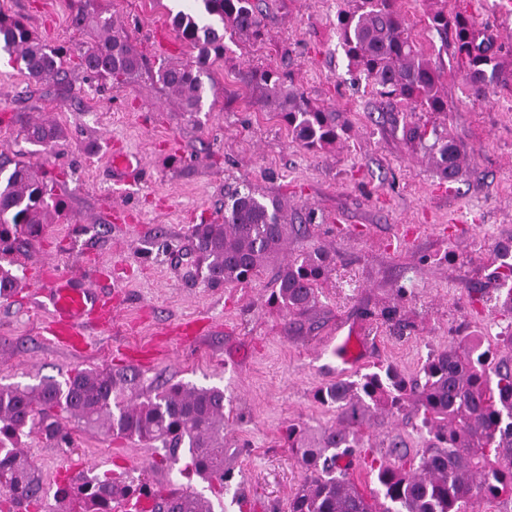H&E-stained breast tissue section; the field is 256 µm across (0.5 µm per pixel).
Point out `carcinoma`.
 <instances>
[{
    "mask_svg": "<svg viewBox=\"0 0 512 512\" xmlns=\"http://www.w3.org/2000/svg\"><path fill=\"white\" fill-rule=\"evenodd\" d=\"M72 24L90 41L81 46L50 48L19 19L0 13V48L17 55L28 77L65 86L63 57L73 54L89 74L116 84L136 79L143 59L128 34L94 8L93 0H71ZM210 20L204 24L178 13L171 25L179 38L197 50L188 62L158 69V81L177 99L183 112L202 110L212 89V67L224 57L226 35L256 37L264 29L255 0H204ZM440 36L453 31V57L462 84L476 99L487 97L507 81L499 66L501 45L481 29L445 9L429 16ZM336 30L349 65L387 102L406 103L411 111H448L441 74L431 56L412 36L395 0H354L340 9ZM243 81L267 111L283 122L301 147L324 152L339 144L343 129L336 113L316 108L303 94L285 86L273 68L251 70ZM27 143L44 149L63 138L54 122L14 116ZM403 136L425 146L440 177L457 179L463 153L451 136L427 132L405 121ZM45 176L30 163L0 152V255L9 256L32 244L48 216L59 210ZM302 226L288 222V208L277 197L267 198L245 188L224 202V223L196 224L192 237L212 284H243L274 264L277 275L267 303L289 317L287 328L308 313L318 300V288L336 271V254L315 245L285 256L290 236ZM492 264L498 288L485 301L508 319L512 316V246H499ZM19 281L0 266V298L11 296ZM512 322L492 343L481 334L457 336L442 350L431 352L416 379L409 381L390 365L355 379L319 388L316 400L336 411V422L313 428L290 424L284 439L305 471L289 512H475L483 500L512 499ZM137 386V375L88 368L64 381L48 379L35 386L0 385V512H15L38 502L42 485L22 438L36 433L56 447L70 445V435L58 421L61 410L78 423L107 436L137 440L155 450L161 460L183 463L180 475L224 486L232 471L224 467V391L175 383L135 404L124 401ZM412 408L425 448L404 462V444L388 439L387 463L370 457L364 427L375 417ZM356 457L369 467L375 487L362 491L350 477ZM63 512H114L120 500L144 499L148 512H213L209 500L192 485L163 491L140 478L90 477L79 473L57 485Z\"/></svg>",
    "mask_w": 512,
    "mask_h": 512,
    "instance_id": "cac0c4a2",
    "label": "carcinoma"
}]
</instances>
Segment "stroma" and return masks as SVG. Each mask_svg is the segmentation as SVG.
Listing matches in <instances>:
<instances>
[{
    "instance_id": "35a3bbf8",
    "label": "stroma",
    "mask_w": 512,
    "mask_h": 512,
    "mask_svg": "<svg viewBox=\"0 0 512 512\" xmlns=\"http://www.w3.org/2000/svg\"><path fill=\"white\" fill-rule=\"evenodd\" d=\"M265 23L259 39H237L212 72L215 83L202 112H180L152 70L181 64L194 51L181 42L168 16L169 0H94L116 19L148 69L116 85L89 76L67 60L65 89L36 82L0 51V110L56 122L64 137L54 152L26 143L18 125L0 124V151L21 153L39 170L55 173L63 202L40 241L14 256L20 286L0 298V383L34 386L79 369H130L141 392L170 381L224 391V444L234 476L224 487L193 480L213 512H288L303 470L285 444L288 423L310 426L335 414L314 398L338 380L332 350L357 331L368 354L355 370L394 366L418 375L432 351L473 330L496 334L503 325L480 302L491 295L489 264L496 245L512 243V0H396L412 34L440 69L446 114L416 113L436 123L465 152L455 182L440 179L421 146L402 135L399 105L382 102L351 71L336 34L337 0H257ZM489 27L502 46L499 65L508 79L483 99L461 84L450 50L429 27L440 8ZM0 13L22 18L49 47L85 41L72 24L70 0H0ZM279 69L288 87L314 105L338 113L342 142L313 153L292 142L241 83L242 73ZM142 158L140 182L112 186L110 157ZM288 203L292 223L314 224L288 242L289 253L325 244L336 271L298 329L265 303L274 280L267 268L248 284H209L192 251L196 224L224 220V197L242 187ZM112 267L100 281L119 292L121 309L109 328L90 330L80 354L54 342L47 314L32 296L46 264L83 278L97 263ZM399 304L406 330L381 312ZM67 448L38 435L24 440L42 480L46 512L57 484L71 471L114 478L147 476L155 487L181 483L177 468L145 444L108 437L62 415ZM399 437L408 457L425 444L411 411L378 417L371 444Z\"/></svg>"
}]
</instances>
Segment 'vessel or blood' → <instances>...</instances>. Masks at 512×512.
I'll return each mask as SVG.
<instances>
[{
    "mask_svg": "<svg viewBox=\"0 0 512 512\" xmlns=\"http://www.w3.org/2000/svg\"><path fill=\"white\" fill-rule=\"evenodd\" d=\"M140 157L118 153L112 157V180L126 185L135 182L142 170ZM38 306L49 313L51 331L58 343L77 351L85 346L87 329L112 321V302L100 288L77 279L67 271L53 269L34 291Z\"/></svg>",
    "mask_w": 512,
    "mask_h": 512,
    "instance_id": "b4317fda",
    "label": "vessel or blood"
}]
</instances>
